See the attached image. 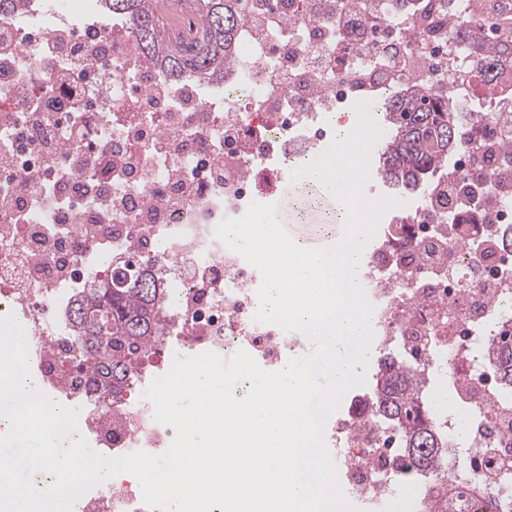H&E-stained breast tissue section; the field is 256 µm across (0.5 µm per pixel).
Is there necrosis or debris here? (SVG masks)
<instances>
[{
    "mask_svg": "<svg viewBox=\"0 0 512 512\" xmlns=\"http://www.w3.org/2000/svg\"><path fill=\"white\" fill-rule=\"evenodd\" d=\"M244 14L224 79L176 83L122 22L75 21L69 0L0 14V334L18 323L29 336L22 375L79 409L99 454L163 453L175 430L145 392L175 357L242 349L271 371L289 359L278 327L255 319L259 270L217 225L277 197L281 162L323 152L325 114L341 125L355 101L425 85L450 103L476 95L482 129L433 172L410 220L390 225L362 279L378 361L471 390L460 398L471 427L448 442L459 490L471 503L479 482L502 493L512 443L496 423L512 398L480 356L512 332V80L485 81L467 47L512 39V12L500 0H245ZM135 257L161 327L113 402L75 361L69 311ZM371 409L355 394L324 431L342 488L368 512L402 488L396 441L356 442ZM74 512L151 510L121 473Z\"/></svg>",
    "mask_w": 512,
    "mask_h": 512,
    "instance_id": "4bbe7bcc",
    "label": "necrosis or debris"
}]
</instances>
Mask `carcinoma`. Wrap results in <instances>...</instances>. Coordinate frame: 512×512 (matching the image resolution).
<instances>
[{"mask_svg":"<svg viewBox=\"0 0 512 512\" xmlns=\"http://www.w3.org/2000/svg\"><path fill=\"white\" fill-rule=\"evenodd\" d=\"M105 13L121 20L135 48L170 80L194 76L200 81L224 77L244 20L242 0H100ZM512 56V40L485 48L471 46L470 56L487 81L497 77L495 58ZM389 132L378 148V175L406 194L421 192L448 150L462 145L483 118L466 127L455 119L458 104L440 101L428 88H417L382 103ZM156 288L144 278L132 285L117 276L107 288L90 289L73 310L83 325L76 342L82 359L99 376L112 378V392L133 368L146 340L158 332ZM496 370L512 387V346L503 345ZM426 389L409 372H376L372 396L380 426L394 431L409 466L400 474L429 476V512H465L461 495L448 477V439L430 414Z\"/></svg>","mask_w":512,"mask_h":512,"instance_id":"obj_1","label":"carcinoma"}]
</instances>
